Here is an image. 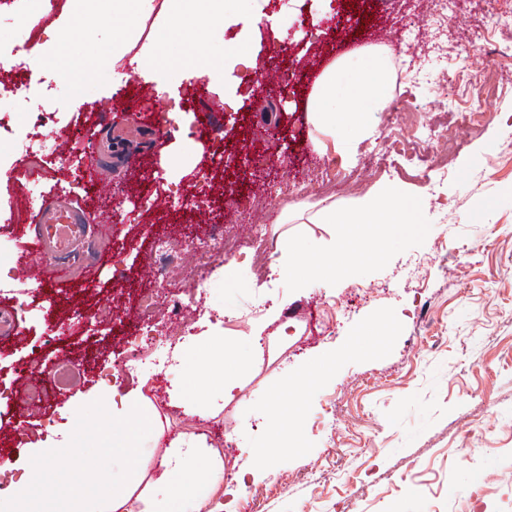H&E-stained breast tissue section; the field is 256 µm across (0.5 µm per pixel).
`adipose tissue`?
I'll return each mask as SVG.
<instances>
[{
  "instance_id": "adipose-tissue-1",
  "label": "adipose tissue",
  "mask_w": 512,
  "mask_h": 512,
  "mask_svg": "<svg viewBox=\"0 0 512 512\" xmlns=\"http://www.w3.org/2000/svg\"><path fill=\"white\" fill-rule=\"evenodd\" d=\"M174 20L154 34L155 49L150 54L125 57L123 52L98 50L94 55L72 59V74H85L107 60H127L132 70L164 66L172 62H193L204 68L210 78H220L199 48L208 27L225 17V0H170ZM346 61L330 65L319 77L306 109L324 133L341 138L362 136L370 113L382 111L390 94V66L383 53L373 52L369 67L347 71ZM320 220L325 224H373L388 227L414 224L418 207L397 202L383 210L359 215L343 214L335 205L324 207ZM238 351L236 339L223 336L218 326L191 336L179 345L172 368L169 391L174 406L183 414L208 418L224 408L226 397L239 390V375L226 371L224 363ZM97 398L105 404V415L96 424L97 439L111 449L127 468V479L118 484L107 469H99L91 482L76 477L87 469L69 437L39 440L34 444L36 468L30 476L12 483L7 499H0V512H57L54 497L64 491L73 512H133L131 500L141 482L140 450L151 437L161 434L163 426L157 414L144 405L141 391L117 394L113 385L99 387ZM172 449L162 458V471L154 479L144 500L145 512H168L171 503H180L184 512H201L214 485L224 474L221 459L209 455L200 436H180L172 440Z\"/></svg>"
}]
</instances>
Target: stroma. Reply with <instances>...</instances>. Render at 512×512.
Segmentation results:
<instances>
[{"label":"stroma","mask_w":512,"mask_h":512,"mask_svg":"<svg viewBox=\"0 0 512 512\" xmlns=\"http://www.w3.org/2000/svg\"><path fill=\"white\" fill-rule=\"evenodd\" d=\"M457 2L443 33L430 0H373L357 33L337 0H268L278 30L228 23L207 33L203 52L221 80L191 66L135 72L123 61L103 64L77 88L64 67L23 58L15 40L23 0L0 6V74L8 79L0 98L18 102L48 152L43 172L20 168L0 179V265L21 284L0 292V310L16 321L15 334L0 336V457L15 478L33 466L28 443L49 423L77 439L92 464L120 470L97 443L91 423L102 408L89 394L101 363L119 361L126 339L143 336L153 349L118 379L120 391L141 389L163 421L161 438L141 451V471L158 477L173 438L204 433L224 478L203 512H512V69L475 53L479 0ZM231 41L248 45V64L226 65ZM373 47L391 61L386 109L373 113L364 138L321 133L306 110L318 78L341 57L367 65ZM470 57L475 71L500 79L495 97L472 100L494 119L461 136L444 167L431 126L454 111L442 86ZM270 69L296 80L258 90L255 78ZM144 88L156 104L150 116L135 110ZM278 94L282 122L265 102ZM389 132L418 150L391 154L382 141ZM75 150L95 156L109 200L69 168ZM332 159L354 179L314 190ZM286 182L295 191L279 194ZM34 186L40 198L68 194L92 228L71 277L37 288L23 283L18 264L20 235L39 205ZM391 194L420 203L418 223L380 237L316 221L327 204L353 213ZM258 225L276 242L271 258L255 256ZM218 227L239 250L215 262L196 302L223 310L224 333L239 339L245 363L241 392L201 419L184 415L168 393V346L184 333L163 319L142 327L136 301L149 291L163 307L186 285L158 276L157 239L186 241ZM331 251L345 256L337 280L268 286L271 262L286 253ZM275 300L290 336L267 327L263 352L253 355L248 337ZM102 302L112 307L105 320L94 313ZM63 358L79 365L66 384L54 377ZM34 361L43 383L30 390L19 370ZM310 365L319 377L283 388ZM277 386L288 430L267 417ZM80 392L88 399L72 409ZM283 444L287 455L267 465L251 454Z\"/></svg>","instance_id":"35a3bbf8"}]
</instances>
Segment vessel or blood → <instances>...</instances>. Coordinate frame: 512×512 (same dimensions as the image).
<instances>
[{
  "label": "vessel or blood",
  "instance_id": "obj_1",
  "mask_svg": "<svg viewBox=\"0 0 512 512\" xmlns=\"http://www.w3.org/2000/svg\"><path fill=\"white\" fill-rule=\"evenodd\" d=\"M82 225L81 215L67 199L53 196L41 202L32 223L33 229L27 233L24 243V273L27 282L40 284L68 277L69 266L47 259L46 252L49 247L58 248L69 244Z\"/></svg>",
  "mask_w": 512,
  "mask_h": 512
}]
</instances>
